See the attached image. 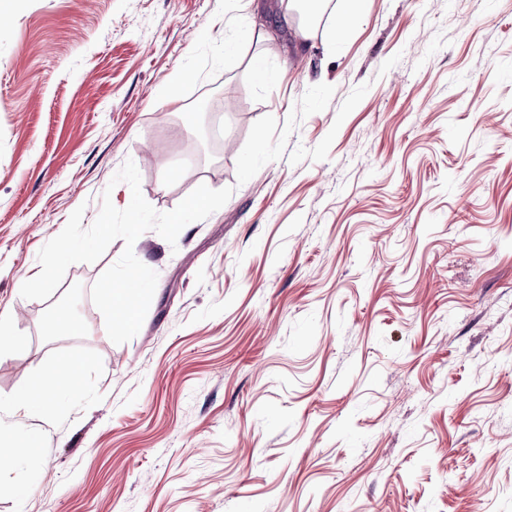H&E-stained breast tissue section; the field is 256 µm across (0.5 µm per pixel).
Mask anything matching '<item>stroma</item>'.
I'll use <instances>...</instances> for the list:
<instances>
[{
	"instance_id": "1",
	"label": "stroma",
	"mask_w": 512,
	"mask_h": 512,
	"mask_svg": "<svg viewBox=\"0 0 512 512\" xmlns=\"http://www.w3.org/2000/svg\"><path fill=\"white\" fill-rule=\"evenodd\" d=\"M265 7L270 41L224 55ZM283 0L0 5V399L79 360L54 413H0V512H512V0H368L336 47L292 44ZM278 73L259 82L250 59ZM178 80L179 100L166 85ZM222 137L200 141L199 100ZM174 209L229 200L176 245L138 334L113 343L76 263L24 274L125 161ZM77 330L44 316L70 289Z\"/></svg>"
}]
</instances>
